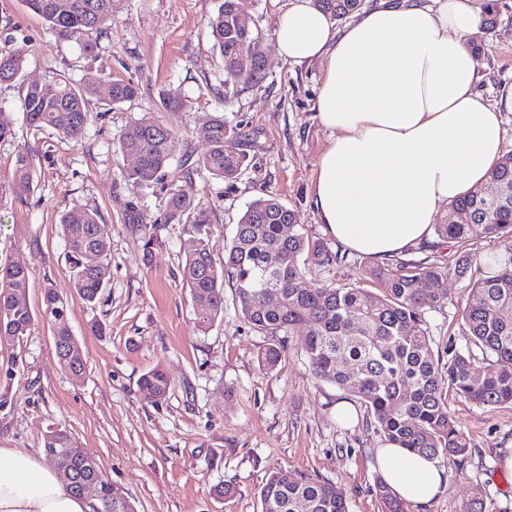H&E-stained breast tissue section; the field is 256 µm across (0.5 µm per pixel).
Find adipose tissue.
I'll return each mask as SVG.
<instances>
[{
	"instance_id": "adipose-tissue-1",
	"label": "adipose tissue",
	"mask_w": 512,
	"mask_h": 512,
	"mask_svg": "<svg viewBox=\"0 0 512 512\" xmlns=\"http://www.w3.org/2000/svg\"><path fill=\"white\" fill-rule=\"evenodd\" d=\"M478 0H375L337 26L313 0H290L279 56L319 63L316 117L329 131L312 186L325 231L348 250L388 259L433 241L442 206L487 183L503 148L512 84L478 89L469 38ZM377 466L401 498L428 505L446 486L436 461L387 444ZM0 512H89L57 472L0 448Z\"/></svg>"
}]
</instances>
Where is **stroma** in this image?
<instances>
[{
	"label": "stroma",
	"instance_id": "1",
	"mask_svg": "<svg viewBox=\"0 0 512 512\" xmlns=\"http://www.w3.org/2000/svg\"><path fill=\"white\" fill-rule=\"evenodd\" d=\"M221 0H113L112 21L92 38L95 54L78 41L54 34L24 0H0V47L23 48L19 80L0 83V123L11 137L0 140V261L30 272L25 301L40 311L45 286L67 303L69 328L86 359L71 376L58 362L52 327L37 321L31 334L0 345V448H21L43 459V437L63 429L97 460L136 512H260L257 492L275 470L301 472L335 483L349 512H382L375 486L382 475L376 450L383 439L358 400L314 378L298 335L283 337V357L270 371L258 356L269 342L243 319L232 286L224 288V314L207 331L197 330L193 300L182 280L180 242L189 223L166 221L167 200L180 189L210 214L216 265L224 263L230 238L248 202L271 195L294 210L308 236L331 250L311 202L312 182L329 134L314 117L319 64L292 66L276 54V25L287 0H247L250 26L266 53V78L257 85L224 84V61L209 27ZM479 89L494 98L512 83V0H498L495 28L479 27ZM79 84L97 77L132 79L138 97L107 107L90 98L79 141L52 128L28 125L24 85ZM184 97L175 110L162 108V93ZM147 116L173 130L181 153L204 155L201 129L225 118L246 134V169L233 184L201 171L181 178L173 159L167 175L133 191L122 177L133 165L119 150L128 124ZM30 152L35 190L26 199L11 192L17 154ZM99 211L112 226L111 252L101 263L103 288L87 303L70 288L60 219L74 208ZM475 262L467 277L453 275L456 244L420 245L406 260L448 268L447 304L427 313L437 345L470 346L460 310L471 281L512 251L506 242L477 237L468 245ZM368 256L348 252L345 263L305 265L308 285L359 283ZM102 332H94V325ZM171 388L160 401L148 398L141 377L154 367ZM350 403L354 418L336 413ZM448 410L469 440L463 456L439 459L448 484L431 504L411 512H459L463 499L482 492L493 512H512V407L489 409L452 396ZM234 495H218V488Z\"/></svg>",
	"mask_w": 512,
	"mask_h": 512
}]
</instances>
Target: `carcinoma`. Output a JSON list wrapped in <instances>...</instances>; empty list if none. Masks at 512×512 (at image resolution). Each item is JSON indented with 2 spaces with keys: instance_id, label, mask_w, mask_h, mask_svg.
<instances>
[{
  "instance_id": "cac0c4a2",
  "label": "carcinoma",
  "mask_w": 512,
  "mask_h": 512,
  "mask_svg": "<svg viewBox=\"0 0 512 512\" xmlns=\"http://www.w3.org/2000/svg\"><path fill=\"white\" fill-rule=\"evenodd\" d=\"M27 7L49 23L57 35L76 38L84 53L96 52L97 43L88 35L112 20V0H24ZM237 0H221L209 26L215 47L224 60V84H259L264 69L257 65L241 78L236 59L258 39L254 32L241 33L233 26ZM314 5L334 19L357 12L362 0H314ZM25 65L19 49L0 47V82L18 78ZM130 79L109 82L108 106L123 104L139 94ZM98 92V81L75 86L63 80L53 86L31 84L23 98L28 124L52 127L65 138L81 139L88 121V96ZM201 137L209 150L196 162L185 159L184 176L205 170L227 183L233 182L248 155L239 147L241 133L222 118L205 126ZM178 136L149 117L132 121L124 130L119 148L136 155L137 165L126 171L124 181L134 189L150 187L165 174L175 152ZM490 182L502 194L490 200L476 187L448 204L444 221L434 225L438 238L464 244L474 237L503 239L512 250V153L503 155L490 170ZM13 194L25 198L34 192L31 156H16ZM189 219L194 234L181 241V274L194 303L196 327L205 331L224 313V279H231L243 319L256 331L277 337L302 330L301 351L312 375L337 386L365 406L377 432L415 454L431 459L463 456L469 448L464 433L448 412V392L483 407L512 405V257L494 266L470 288L461 308L464 334L482 353L489 367L483 369L469 352L451 345L435 348L425 315L448 301V270L420 261L370 263L362 272L375 281L381 294L360 286H303V257L320 266L339 265L344 255L320 240H312L296 223L295 213L272 196L258 197L246 205L233 236L224 242V265L217 268L213 245L204 227L206 210L192 205L181 190L170 193L167 222ZM66 243L65 260L72 289L85 301H96L102 280L89 261L107 257L111 248V225L99 212L72 209L61 219ZM29 271L12 263H0V343H14L27 335L35 322L24 301L5 293L25 296ZM278 292L276 304L259 308L256 300L266 290ZM66 305L56 289L43 291L40 315L58 332L54 345L57 358L84 370L83 350L71 334ZM283 346L272 343L259 355L262 369L270 371L281 361ZM141 386L154 400L166 396L170 381L156 367L141 378ZM44 454L64 451L73 465L75 480L67 486L72 494L96 505L125 496L114 484L100 485L84 467L89 452L77 446L62 430H49L43 440ZM383 512H410L406 501L387 484L376 486ZM260 512H348L341 489L296 472L274 471L260 488Z\"/></svg>"
}]
</instances>
